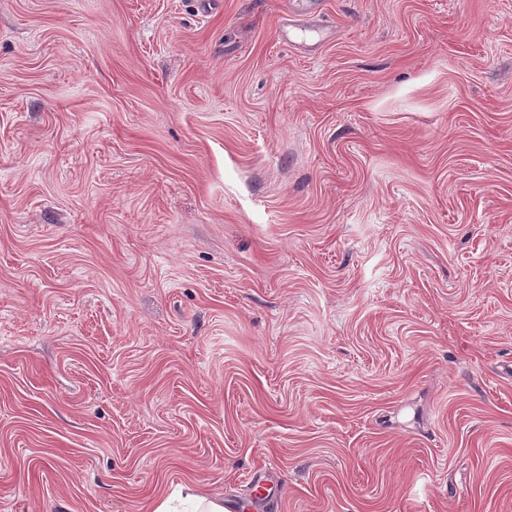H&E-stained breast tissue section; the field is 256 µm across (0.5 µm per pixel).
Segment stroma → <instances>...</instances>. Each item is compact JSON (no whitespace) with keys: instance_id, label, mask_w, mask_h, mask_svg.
<instances>
[{"instance_id":"stroma-1","label":"stroma","mask_w":512,"mask_h":512,"mask_svg":"<svg viewBox=\"0 0 512 512\" xmlns=\"http://www.w3.org/2000/svg\"><path fill=\"white\" fill-rule=\"evenodd\" d=\"M180 483L512 512V0H0V512Z\"/></svg>"}]
</instances>
